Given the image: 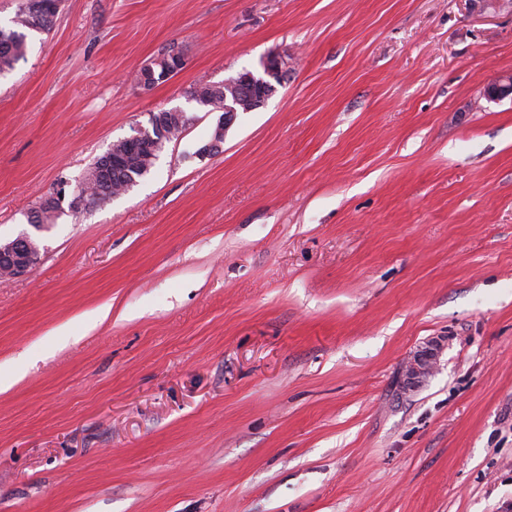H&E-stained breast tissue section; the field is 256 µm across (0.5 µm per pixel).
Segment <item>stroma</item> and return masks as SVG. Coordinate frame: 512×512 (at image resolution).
<instances>
[{"label":"stroma","instance_id":"obj_1","mask_svg":"<svg viewBox=\"0 0 512 512\" xmlns=\"http://www.w3.org/2000/svg\"><path fill=\"white\" fill-rule=\"evenodd\" d=\"M271 55L200 155L190 87ZM508 74L512 10L471 0H64L0 75L1 239L153 113L191 122L0 279V512H512ZM443 349L442 339H432L407 360L404 382L408 389L418 387L433 372Z\"/></svg>","mask_w":512,"mask_h":512}]
</instances>
